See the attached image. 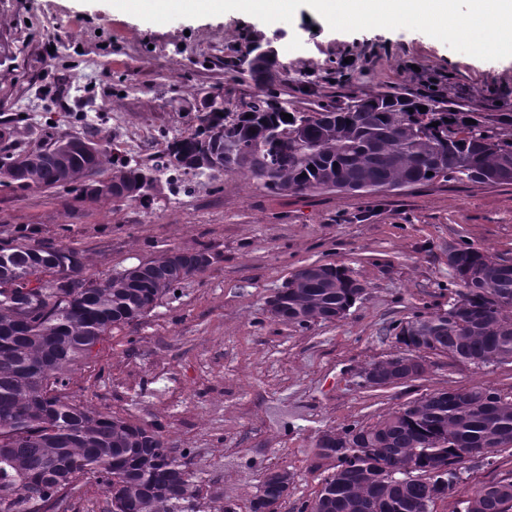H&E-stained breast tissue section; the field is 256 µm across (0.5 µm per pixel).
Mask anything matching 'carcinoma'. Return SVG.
<instances>
[{
	"instance_id": "1",
	"label": "carcinoma",
	"mask_w": 512,
	"mask_h": 512,
	"mask_svg": "<svg viewBox=\"0 0 512 512\" xmlns=\"http://www.w3.org/2000/svg\"><path fill=\"white\" fill-rule=\"evenodd\" d=\"M257 83L264 89L236 111V122H216L219 136L197 127L168 140L162 169H237L269 191L295 193L342 192L347 185L392 191L436 180L512 184L509 112H469L399 93L352 96L303 112L274 82ZM285 113L292 120H283ZM277 131L297 138L275 142ZM36 157L18 187L78 198L96 191L93 176L108 164L112 199L147 201L138 179L156 172L125 161L109 140L93 155L63 158L49 146ZM173 253L142 262L138 276L125 271L99 280L81 276L87 257L76 248L25 235L0 242V261L45 284L32 290L0 271V512H55L86 474L108 494L110 512H197L187 450L169 447L158 426L135 425L67 395L75 367L112 328L138 320L206 269V249ZM450 269L460 290L448 310L395 327L397 342L416 353L411 369L426 372L425 348L476 367L512 362V268L468 246L456 248ZM356 282L342 265H303L277 290L275 321H328L358 300ZM509 443L512 395L483 385L429 393L358 427L351 441L318 449L336 461L335 470L298 512H422L463 482L460 450ZM292 479L286 470L268 473L250 512H278ZM466 504L468 512H512V473L476 488Z\"/></svg>"
}]
</instances>
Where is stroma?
<instances>
[{"label": "stroma", "instance_id": "1", "mask_svg": "<svg viewBox=\"0 0 512 512\" xmlns=\"http://www.w3.org/2000/svg\"><path fill=\"white\" fill-rule=\"evenodd\" d=\"M310 7L266 24L227 12L164 24L107 0H0V126L25 150L60 138L111 139L150 166L190 131L206 94L235 106L257 94L224 60L248 40L276 38V87L300 109L352 96L430 93L474 112L512 113V57L486 61L405 28H314ZM154 141L130 148L142 128ZM87 257L85 276L123 272L169 249L207 248L212 263L139 321L113 328L72 374L76 400L159 425L188 470L204 512H249L266 473L294 481L280 512L316 497L335 467L319 457L324 431L367 426L426 394L474 385L512 392V363L474 367L429 358L397 387L360 370L402 350L393 327L446 310L454 298L449 245L512 261V185L437 180L383 193L271 192L242 172L163 174L149 201H73L56 189L0 185V239L19 234ZM337 263L367 285L347 314L306 327L272 321L268 297L300 266ZM512 472V450L470 463L432 512H464L484 483Z\"/></svg>", "mask_w": 512, "mask_h": 512}]
</instances>
